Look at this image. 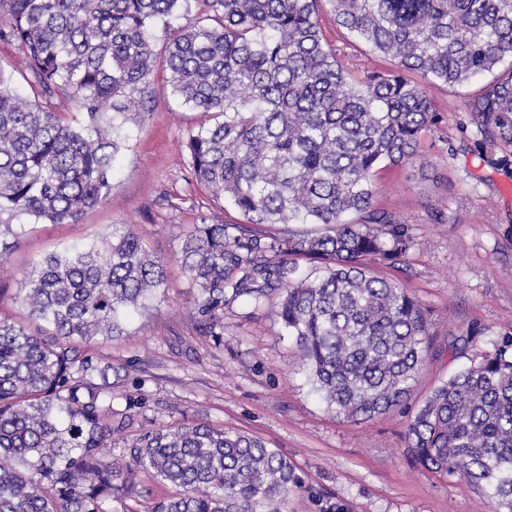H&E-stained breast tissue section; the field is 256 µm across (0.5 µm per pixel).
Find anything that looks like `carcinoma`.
<instances>
[{
	"mask_svg": "<svg viewBox=\"0 0 512 512\" xmlns=\"http://www.w3.org/2000/svg\"><path fill=\"white\" fill-rule=\"evenodd\" d=\"M322 0H0L37 91L17 95L0 72V267L11 218L62 224L112 186L125 124L153 98L155 25L171 92L223 120L186 136L194 180L246 220L201 217L179 259L199 293L200 335L224 343V309L277 298L315 391L339 416L399 405L432 348L431 319L372 263L395 266L415 239L373 206L375 170L409 164L438 123L430 83L462 85L512 61V0H327L336 23L397 65L356 78L323 41ZM60 92L82 119L44 106ZM492 145L512 146V67L471 106ZM259 224H314L264 235ZM318 267L302 276L300 262ZM166 282L127 224L97 243L47 255L11 300L42 323L0 319V512H109L144 473L176 492L151 512H281L304 489L288 459L260 439L204 423L120 432L145 402L114 392L103 362L81 348L124 333L121 315ZM123 445L128 461L102 449ZM427 470L483 491L512 512V337L438 386L408 427Z\"/></svg>",
	"mask_w": 512,
	"mask_h": 512,
	"instance_id": "cac0c4a2",
	"label": "carcinoma"
}]
</instances>
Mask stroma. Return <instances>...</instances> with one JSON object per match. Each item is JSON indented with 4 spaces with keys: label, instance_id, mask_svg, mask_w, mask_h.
Segmentation results:
<instances>
[{
    "label": "stroma",
    "instance_id": "stroma-1",
    "mask_svg": "<svg viewBox=\"0 0 512 512\" xmlns=\"http://www.w3.org/2000/svg\"><path fill=\"white\" fill-rule=\"evenodd\" d=\"M321 27L352 75L392 69V61L339 28L331 8H324ZM153 54L155 97L148 112L126 125L127 146L109 194L64 224L22 218L0 285L16 290L47 253L99 241L113 225H131L166 265V285L132 315L125 334L87 346L114 367L115 408L129 397L145 400L126 438L184 421L252 434L284 455L304 482L283 512H321L325 498L341 512H492L483 492L425 470L407 449L409 423L434 389L512 334V161L484 141L470 112L490 76L428 85L439 122L421 134L420 163L375 173V208L408 224L417 245L401 264H377L373 272L428 311L433 349L405 405L350 422L314 392L272 303L226 308L223 346L199 335L197 290L178 259L180 239L201 217L233 224L243 218L192 179L185 138L207 117L172 95L164 38L155 40ZM0 73L11 77L18 94L32 95L34 79L17 42L0 40ZM470 330L475 340L455 353Z\"/></svg>",
    "mask_w": 512,
    "mask_h": 512
}]
</instances>
